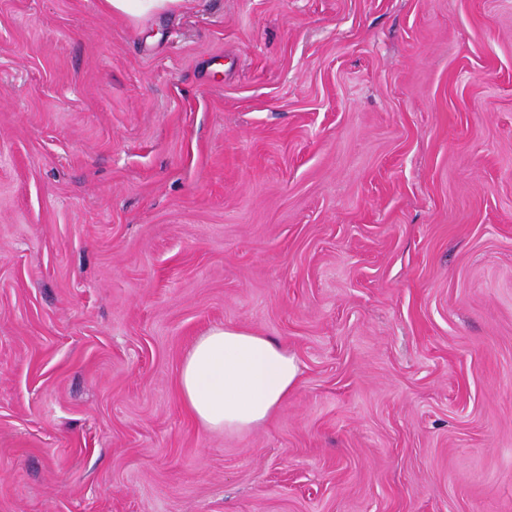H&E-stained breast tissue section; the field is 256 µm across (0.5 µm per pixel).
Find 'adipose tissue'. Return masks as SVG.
<instances>
[{
	"mask_svg": "<svg viewBox=\"0 0 512 512\" xmlns=\"http://www.w3.org/2000/svg\"><path fill=\"white\" fill-rule=\"evenodd\" d=\"M299 366L273 340L238 327L198 337L178 374L182 402L204 427L243 432L268 420L294 390Z\"/></svg>",
	"mask_w": 512,
	"mask_h": 512,
	"instance_id": "obj_1",
	"label": "adipose tissue"
}]
</instances>
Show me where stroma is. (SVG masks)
<instances>
[{
  "instance_id": "1",
  "label": "stroma",
  "mask_w": 512,
  "mask_h": 512,
  "mask_svg": "<svg viewBox=\"0 0 512 512\" xmlns=\"http://www.w3.org/2000/svg\"><path fill=\"white\" fill-rule=\"evenodd\" d=\"M0 512H512V0H0ZM104 2L112 12L137 17L146 13L161 12L181 0H104ZM299 366L266 336L217 327L199 336L178 374L182 402L204 427L224 433L268 420L296 387Z\"/></svg>"
}]
</instances>
